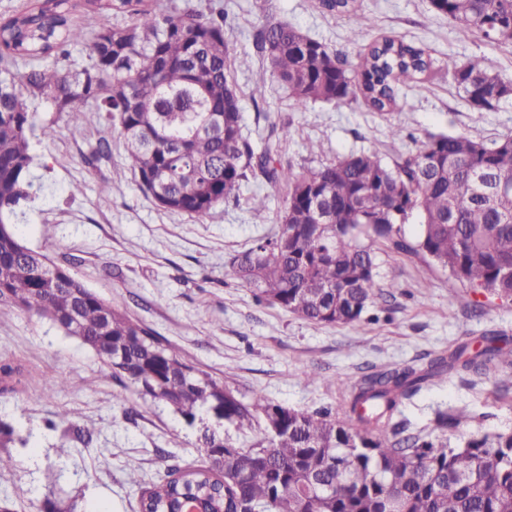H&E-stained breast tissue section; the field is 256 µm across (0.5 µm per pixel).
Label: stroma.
<instances>
[{
  "mask_svg": "<svg viewBox=\"0 0 512 512\" xmlns=\"http://www.w3.org/2000/svg\"><path fill=\"white\" fill-rule=\"evenodd\" d=\"M223 3L243 130L255 139L272 126L288 127L282 162L316 166L364 151L391 165L417 152L431 133H462L486 142L512 135V106L478 111L451 77L455 65L482 55L512 83V44L459 39L454 22L430 0H355L351 15L328 13L319 0ZM270 16L352 63L381 37L396 36L423 48L432 70L384 116L360 98L300 110L275 76H268L262 92L254 90L260 60L252 34ZM30 109L37 124L52 125L54 134L33 143L32 174L41 188L24 216L14 220L22 242L69 267L87 288L241 395L260 392L303 411L337 410L342 399L329 385L336 378L353 383L374 371L420 365L438 351L478 342L491 332L504 336L503 349L512 352V300L463 284L449 291L447 271L415 253L381 262L373 303L353 325H317L256 302L228 260L276 228L284 189L251 183L242 201L219 205L199 222L161 208L139 190L123 139L105 113L86 112L75 124L49 103L36 101ZM395 126L401 138H392ZM103 137L111 144V159L87 164ZM312 142L320 145L319 154L309 153ZM255 194L268 198L259 215L247 203ZM4 360L24 370L17 392L0 397V421L23 438L10 448L13 467L0 472V489L18 512H36L51 493L62 512H138L139 489L127 480L128 460L140 462L147 484L172 465L201 463L197 429L168 407L141 398L129 381L112 378L91 349L49 320L0 302ZM313 370L320 382H309ZM48 375L65 376L66 387L44 392ZM439 409L468 415L444 432L453 446L471 431L512 430V373L448 375L407 402L402 417L410 432L428 433ZM71 422L87 427L91 440L66 433Z\"/></svg>",
  "mask_w": 512,
  "mask_h": 512,
  "instance_id": "obj_1",
  "label": "stroma"
}]
</instances>
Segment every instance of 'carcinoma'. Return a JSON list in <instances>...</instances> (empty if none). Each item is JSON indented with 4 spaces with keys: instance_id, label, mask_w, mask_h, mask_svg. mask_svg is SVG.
Instances as JSON below:
<instances>
[{
    "instance_id": "cac0c4a2",
    "label": "carcinoma",
    "mask_w": 512,
    "mask_h": 512,
    "mask_svg": "<svg viewBox=\"0 0 512 512\" xmlns=\"http://www.w3.org/2000/svg\"><path fill=\"white\" fill-rule=\"evenodd\" d=\"M70 0H30L0 17V302L46 318L91 348L138 394L163 404L189 427L208 418L239 431L261 416L265 436L247 448L202 428L205 465L175 466L140 487L139 512H512V432L472 436L451 447L430 433L406 435L392 420L403 401L450 372L512 370L495 336L473 351L459 345L427 362L374 372L349 384L329 381L343 412L291 409L256 393L250 399L196 369L148 329L86 288L47 254L27 248L9 222L34 192L29 103L51 102L70 121L90 106L119 128L140 188L160 206L204 221L238 203L262 177L287 189L275 232L233 255L235 277L259 302L314 324L359 321L374 298L380 242L385 255L421 253L457 284L512 299V136L489 143L431 134L418 153L390 166L376 153L317 167L275 158L270 138L256 148L243 133L240 96L228 65L224 6L208 12L160 10L154 0H86L92 12L128 14L100 26L89 64L66 65L85 41ZM461 39L512 44V0H432ZM266 71L300 108L361 94L377 112L395 104L429 69L425 51L385 36L346 61L299 28L266 20L254 34ZM462 97L481 112L512 103V84L490 73L483 56L452 70ZM420 226L405 239L403 226ZM22 370L0 364V396L17 392Z\"/></svg>"
}]
</instances>
